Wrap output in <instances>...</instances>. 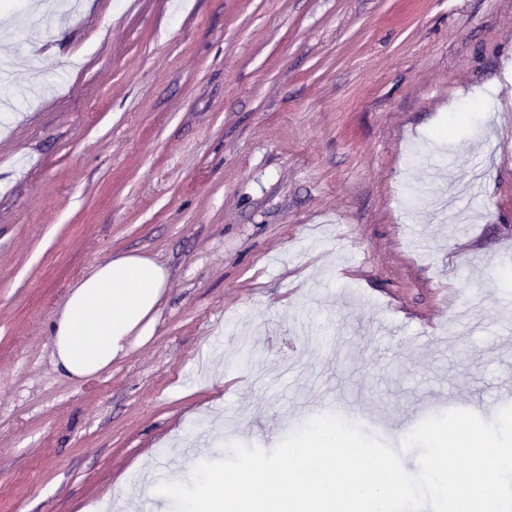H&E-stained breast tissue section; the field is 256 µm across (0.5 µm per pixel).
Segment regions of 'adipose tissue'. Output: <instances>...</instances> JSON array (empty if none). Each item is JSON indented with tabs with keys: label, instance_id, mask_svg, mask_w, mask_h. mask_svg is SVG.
Instances as JSON below:
<instances>
[{
	"label": "adipose tissue",
	"instance_id": "adipose-tissue-1",
	"mask_svg": "<svg viewBox=\"0 0 512 512\" xmlns=\"http://www.w3.org/2000/svg\"><path fill=\"white\" fill-rule=\"evenodd\" d=\"M168 277L164 265L139 253L94 267L70 288L50 325L57 369L86 379L145 342L154 332Z\"/></svg>",
	"mask_w": 512,
	"mask_h": 512
}]
</instances>
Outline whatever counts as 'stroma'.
I'll list each match as a JSON object with an SVG mask.
<instances>
[{
  "instance_id": "stroma-1",
  "label": "stroma",
  "mask_w": 512,
  "mask_h": 512,
  "mask_svg": "<svg viewBox=\"0 0 512 512\" xmlns=\"http://www.w3.org/2000/svg\"><path fill=\"white\" fill-rule=\"evenodd\" d=\"M0 0V512H174L177 470L353 400L393 448L512 405V0ZM169 272L88 379L50 324ZM168 277L164 265L139 253L94 267L70 288L50 325L57 369L86 379L145 342L153 335Z\"/></svg>"
}]
</instances>
